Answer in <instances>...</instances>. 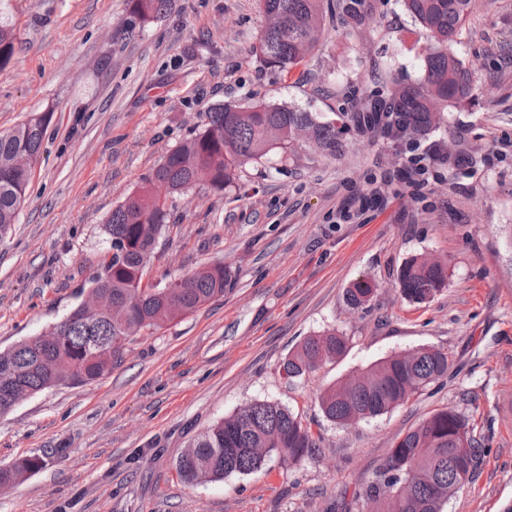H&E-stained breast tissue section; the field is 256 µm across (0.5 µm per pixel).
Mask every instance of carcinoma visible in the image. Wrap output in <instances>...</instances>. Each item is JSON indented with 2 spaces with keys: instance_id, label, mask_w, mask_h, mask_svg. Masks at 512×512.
Returning a JSON list of instances; mask_svg holds the SVG:
<instances>
[{
  "instance_id": "carcinoma-1",
  "label": "carcinoma",
  "mask_w": 512,
  "mask_h": 512,
  "mask_svg": "<svg viewBox=\"0 0 512 512\" xmlns=\"http://www.w3.org/2000/svg\"><path fill=\"white\" fill-rule=\"evenodd\" d=\"M406 13L427 37L424 75L417 81L393 79L341 112L320 120L298 107L257 102L248 107L218 104L205 113L202 130L152 169L145 184L112 210L105 225L112 254L90 280L112 299V311L93 315L82 305L52 326L59 337L46 344L37 336L0 351V374L22 369V387L37 394L60 385L97 380L119 365L129 338L144 329H160L224 295L229 275L222 265L204 267L177 279L175 288L148 293L143 269L157 236L172 213L158 202L157 188L169 196L192 188L199 177L216 190L232 187L242 168L258 164L276 149L308 145L336 157L346 148L344 134L354 129L362 142L379 138L416 152L438 130L448 108L474 96L475 73L455 52V44L475 0H402ZM170 0H129L128 32L164 15ZM266 24L253 49L259 66L288 73L317 47L326 18L336 19L347 38L379 25L372 0H259ZM16 50L13 29L0 22V72ZM52 113L42 112L0 132V237L15 223L30 175L16 166L17 157L39 159ZM448 281V265L415 256L398 273L396 288L407 300L424 303ZM377 285L369 278L354 281L347 301L354 310L368 307ZM346 337L336 329L306 338L280 368L288 378L315 371L344 354ZM447 352L421 347L392 354L364 372L350 374L324 388L318 402L324 417L347 427L381 416L414 394L448 376ZM469 440L470 481H475L486 448L471 419L448 408L433 413L399 436L365 486L355 490L350 506L362 502L372 512H442L457 493L458 476L448 458L452 438ZM311 427L298 414L269 401H255L200 434L178 458L179 477L194 483L231 475H251L276 457L294 464L318 451ZM36 457L25 456L0 469L1 482H16L39 469Z\"/></svg>"
}]
</instances>
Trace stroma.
Here are the masks:
<instances>
[{"mask_svg":"<svg viewBox=\"0 0 512 512\" xmlns=\"http://www.w3.org/2000/svg\"><path fill=\"white\" fill-rule=\"evenodd\" d=\"M373 4L377 29L348 39L325 24L312 56L283 75L252 55L264 26L258 0H171L134 33L127 0H0L18 43L0 73V131L53 115L26 200L0 240V350L85 300L110 249L103 226L113 208L201 131L210 106L262 100L329 117L379 79H420L425 33L400 0ZM456 51L481 88L446 112L423 151L420 186L401 177L404 146L352 135L341 156L278 148L247 166L238 187L200 183L174 200L145 283L161 288L220 263L230 284L186 317L133 336L103 377L0 415V468L45 460L0 486V512H334L399 434L448 408L474 419L487 454L444 512H512V0H475ZM449 142L463 165L440 161ZM420 255L447 262L448 282L415 304L395 283ZM365 276L378 288L356 311L346 291ZM328 328L348 337L345 355L282 377L288 354ZM423 346L452 356L447 378L350 427L323 417L321 389ZM255 400L310 420L319 454L182 481L185 448Z\"/></svg>","mask_w":512,"mask_h":512,"instance_id":"1","label":"stroma"}]
</instances>
